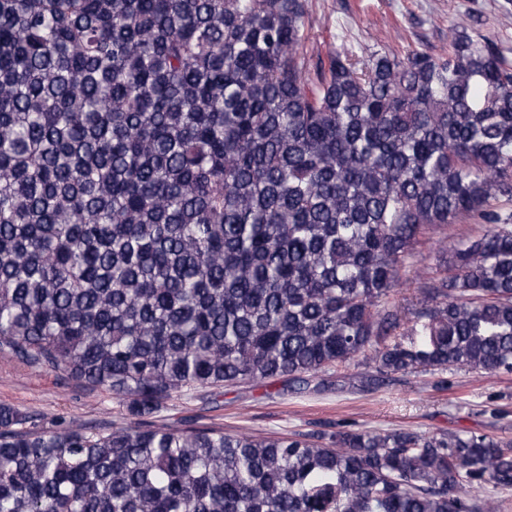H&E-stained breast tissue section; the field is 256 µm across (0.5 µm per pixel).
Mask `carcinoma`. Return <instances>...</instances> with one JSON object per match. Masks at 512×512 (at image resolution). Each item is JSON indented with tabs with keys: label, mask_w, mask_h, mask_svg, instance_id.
<instances>
[{
	"label": "carcinoma",
	"mask_w": 512,
	"mask_h": 512,
	"mask_svg": "<svg viewBox=\"0 0 512 512\" xmlns=\"http://www.w3.org/2000/svg\"><path fill=\"white\" fill-rule=\"evenodd\" d=\"M307 0H0V353L114 395L512 372V63L310 66ZM486 225L395 301L426 232ZM0 512H494L512 439L27 426Z\"/></svg>",
	"instance_id": "cac0c4a2"
}]
</instances>
